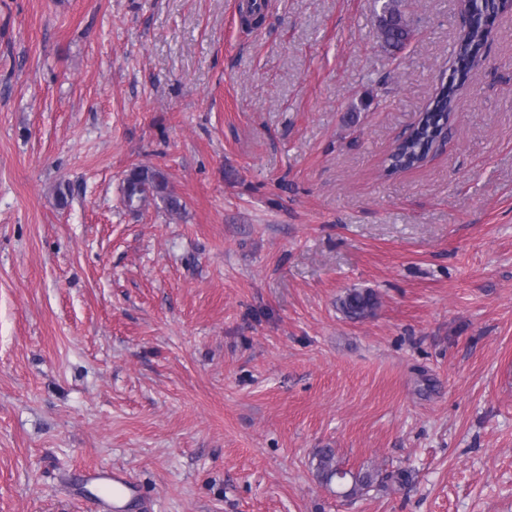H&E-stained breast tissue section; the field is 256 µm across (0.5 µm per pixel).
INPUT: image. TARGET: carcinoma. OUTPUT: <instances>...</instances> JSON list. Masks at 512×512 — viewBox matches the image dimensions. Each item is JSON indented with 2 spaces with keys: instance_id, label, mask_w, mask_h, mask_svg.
I'll return each instance as SVG.
<instances>
[{
  "instance_id": "1",
  "label": "carcinoma",
  "mask_w": 512,
  "mask_h": 512,
  "mask_svg": "<svg viewBox=\"0 0 512 512\" xmlns=\"http://www.w3.org/2000/svg\"><path fill=\"white\" fill-rule=\"evenodd\" d=\"M505 8L504 0H467L468 24L457 39L453 67L466 74L481 59V49L488 38L484 17ZM377 29L383 47L390 51L402 49L411 37L409 25L401 10V0H383L377 14ZM456 89L443 85L436 92L428 108L420 113L406 137L401 139L388 155L387 169L392 172L413 168L428 157L438 139L447 135L448 120L454 111ZM123 189L128 205L147 199L160 201L164 209L177 215L184 209L181 197L170 187L166 173L153 166H136L125 175ZM379 305L376 295L368 290L353 289L339 300V308L350 320L361 321L375 314ZM317 478L327 487L346 488L344 495L354 496L382 484L379 473H353L340 466L333 448H319L314 453Z\"/></svg>"
}]
</instances>
